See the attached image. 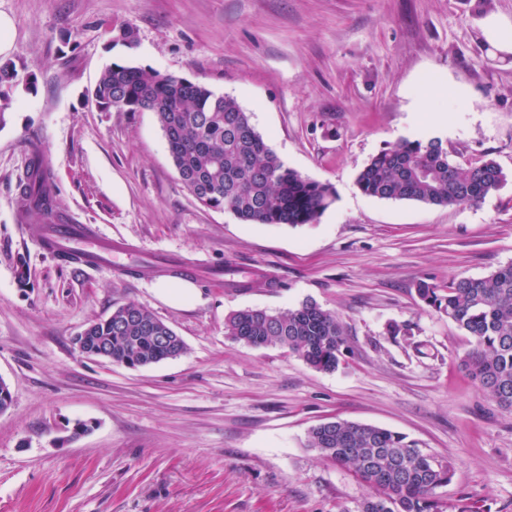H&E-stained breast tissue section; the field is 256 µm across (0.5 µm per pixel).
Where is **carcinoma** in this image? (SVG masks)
<instances>
[{
    "label": "carcinoma",
    "instance_id": "obj_1",
    "mask_svg": "<svg viewBox=\"0 0 512 512\" xmlns=\"http://www.w3.org/2000/svg\"><path fill=\"white\" fill-rule=\"evenodd\" d=\"M17 77L13 63H0V100L8 99ZM91 99L102 112L154 113L172 163L194 197L206 207L231 211L245 224H312L335 200L331 185L284 165L234 98L183 76L115 61L101 72ZM28 168L27 179L18 184L21 213L54 210L50 170L37 145ZM506 181L493 161L453 163L437 138H404L372 156L356 178L367 196L434 206L478 205ZM233 287L280 283L256 273ZM417 293L470 337L472 347L460 365L512 412V264L482 278H451L442 285L422 280ZM89 327L86 346L112 337L116 363L145 367L185 350L168 325L134 302L115 308L112 320H94ZM224 335L254 348L279 346L322 372L335 371L345 350L342 323L312 300L285 312L236 311L225 319ZM307 446L351 469L372 489L358 512H446L437 489L451 481L452 467L404 434L336 419L312 427Z\"/></svg>",
    "mask_w": 512,
    "mask_h": 512
}]
</instances>
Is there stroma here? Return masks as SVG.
<instances>
[{"label":"stroma","instance_id":"stroma-1","mask_svg":"<svg viewBox=\"0 0 512 512\" xmlns=\"http://www.w3.org/2000/svg\"><path fill=\"white\" fill-rule=\"evenodd\" d=\"M0 15L19 82L0 126V377L12 393L0 512H357L369 488L306 445L331 419L403 433L450 464L447 512H512V413L460 367L468 337L416 292L429 276L512 263V179L476 206L380 200L356 185L404 138H440L457 164L491 159L512 176V54L482 29L489 16L512 23V0H0ZM123 26L135 47L113 43ZM117 60L234 98L285 166L333 186L334 203L298 226L203 207L153 113L88 100ZM434 81L452 95L427 96ZM32 142L58 212L136 245L137 276L40 248L43 217L16 208ZM165 258L204 264L179 306L155 292ZM253 267L277 288L229 287ZM308 299L343 324L334 372L224 334L235 311ZM128 302L185 352L135 369L81 355L78 333Z\"/></svg>","mask_w":512,"mask_h":512}]
</instances>
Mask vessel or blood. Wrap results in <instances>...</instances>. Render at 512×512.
<instances>
[{
  "label": "vessel or blood",
  "mask_w": 512,
  "mask_h": 512,
  "mask_svg": "<svg viewBox=\"0 0 512 512\" xmlns=\"http://www.w3.org/2000/svg\"><path fill=\"white\" fill-rule=\"evenodd\" d=\"M41 249L51 255L65 254L75 264L90 268H110L124 276L132 268L133 244L101 235L93 225L71 224L57 214L46 215L39 237Z\"/></svg>",
  "instance_id": "vessel-or-blood-1"
}]
</instances>
